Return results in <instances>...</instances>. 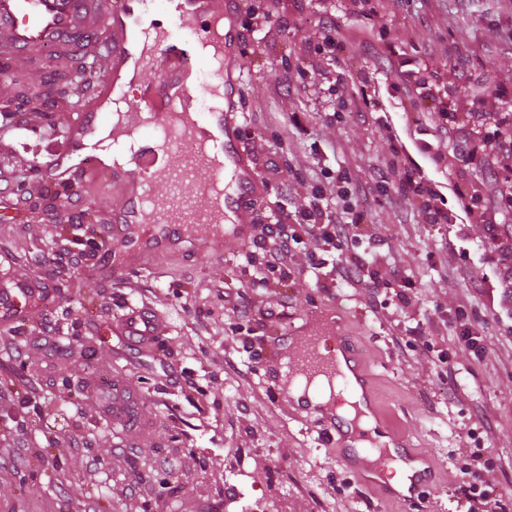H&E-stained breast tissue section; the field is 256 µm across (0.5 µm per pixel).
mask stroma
I'll return each mask as SVG.
<instances>
[{
    "label": "stroma",
    "instance_id": "35a3bbf8",
    "mask_svg": "<svg viewBox=\"0 0 512 512\" xmlns=\"http://www.w3.org/2000/svg\"><path fill=\"white\" fill-rule=\"evenodd\" d=\"M267 4L229 0L244 46L236 60L246 122L242 143L257 168L271 155V116L284 119L292 112L309 113L313 122L309 133L289 141V157L325 170L342 163L364 181L390 147L379 120L394 123L407 146L430 140L434 103L388 85L373 95L367 121L352 111L323 121L338 73L362 86L383 66L364 50L363 27L388 30L409 50L430 48L431 66L451 86L457 113L512 109L494 94L478 101L457 88L448 66L449 49L484 44L492 53L482 67L491 76L512 77V0H380L369 17H346L348 48L338 60L311 51L322 41L314 23L320 0H283L286 15L305 26L268 36L262 33ZM425 10L433 22L416 29ZM297 65L306 71L303 81L292 94L277 91L278 75ZM50 98L55 110L28 113L26 130L11 135L14 150L6 163L15 178L34 176L35 160L53 141L47 128L58 126L70 109L67 95ZM305 195L289 172L267 188L259 209L269 215L292 211L304 205ZM56 196L71 201L80 223H41V208ZM366 213L355 229L360 245L385 239L377 269L384 278L390 264L407 269L413 281L407 306L391 299L372 313L364 306L366 288L337 287L328 274L317 284L300 276L271 283V302L286 306L280 316L245 322L224 309L225 293L244 276L242 245L207 240L185 225V243L139 275V292L132 295L122 280L93 274L113 249L104 241L93 261L54 284L51 303L0 326V512H254L258 506L263 512H412L413 502L396 489L356 480L338 463L335 443L322 439L304 412L288 407L261 371L241 369L255 353L280 357L278 332L303 325L322 306L357 352L385 436L406 441L432 466L433 487L422 512H457L452 493L465 479L460 467L478 449L495 465L497 492L512 494V312L492 299L495 265L484 250L485 225L425 224L415 214L402 223L379 200L369 202ZM101 220L93 186L68 190L45 181L25 203L0 186V277L33 278L54 240L80 244L98 237ZM463 298L471 300L474 317L490 324L476 342H460L451 331L436 338L429 355L393 346L392 333L413 338L418 321L433 314L456 326ZM131 305L159 315L155 335L140 347L113 330ZM46 318L70 340L67 352L56 354L38 341ZM480 349L488 361L476 360ZM441 354L455 380L437 377ZM106 379L136 399L137 422L120 434L103 411ZM479 409L491 431L473 436L469 429ZM173 416L181 432L170 431ZM81 436L87 447H71V439ZM19 452L30 461L22 472L10 463ZM90 456L102 463L93 482L85 469ZM134 468L160 472L161 492L133 499Z\"/></svg>",
    "mask_w": 512,
    "mask_h": 512
}]
</instances>
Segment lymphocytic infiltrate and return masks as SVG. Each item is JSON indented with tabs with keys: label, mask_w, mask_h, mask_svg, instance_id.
I'll list each match as a JSON object with an SVG mask.
<instances>
[{
	"label": "lymphocytic infiltrate",
	"mask_w": 512,
	"mask_h": 512,
	"mask_svg": "<svg viewBox=\"0 0 512 512\" xmlns=\"http://www.w3.org/2000/svg\"><path fill=\"white\" fill-rule=\"evenodd\" d=\"M371 48L383 61L382 77L394 80L406 95L437 103L431 125L437 141L446 142L448 150L431 153L430 161L438 166L453 158L487 174L497 205L484 209L483 218L491 238H498L499 227L512 214V139L480 137L479 129L486 121L483 112L475 111L464 118L449 112V92L438 83L429 51L419 52L411 59L401 57L396 38L385 34L372 42ZM386 137L391 147L367 182L341 166L335 183L328 186L316 169L298 164L309 202L300 211L269 221L257 220L250 244L260 251L261 262L237 292L231 307L233 315L241 320L256 315L272 317L271 304H260L255 295L267 291L273 277L288 278L302 272L315 279L329 264L336 271L337 286L354 288L370 283L367 308L373 313L383 308L384 302L379 298L382 281L371 268L373 256L358 254V237L352 231L353 226L366 220L361 201L370 197L382 199L399 216L405 215L409 207H418L427 224H449L454 219L446 194L428 177L397 130L387 129ZM300 244L308 247V261L303 267L296 261V247ZM461 470L467 476L458 499L464 512H504V504L494 494L491 462L476 451Z\"/></svg>",
	"instance_id": "obj_1"
}]
</instances>
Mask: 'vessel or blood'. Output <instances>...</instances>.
<instances>
[{"label":"vessel or blood","instance_id":"1","mask_svg":"<svg viewBox=\"0 0 512 512\" xmlns=\"http://www.w3.org/2000/svg\"><path fill=\"white\" fill-rule=\"evenodd\" d=\"M223 0H0V62L22 72L24 62L48 58L68 71L83 58L99 78L65 125V144L49 151L44 169L67 184L91 176L100 211L116 246L112 276L146 270L147 259L168 255L186 224L208 225L214 237L248 243L254 203L265 187L240 141L236 94L239 80L227 47L237 45L235 27L214 25L226 17ZM211 52L207 84L183 79L184 69L201 61V45ZM132 67L142 92L137 109L123 115L113 135L138 146L134 165L149 170V181L132 185L123 169H101L98 146L89 135L100 122L104 101L122 99V68ZM119 201L109 202L110 191ZM41 288L27 283L0 287V322L36 310ZM157 319L148 309L126 314L117 329L144 342ZM293 378L313 389L325 377L327 402H303L323 435L340 444L341 466L358 477L389 481L396 461L412 463L405 442L386 443L364 426L369 407L358 399L364 374L348 337L306 333L298 348ZM131 407L124 389L112 391V425L125 427Z\"/></svg>","mask_w":512,"mask_h":512}]
</instances>
